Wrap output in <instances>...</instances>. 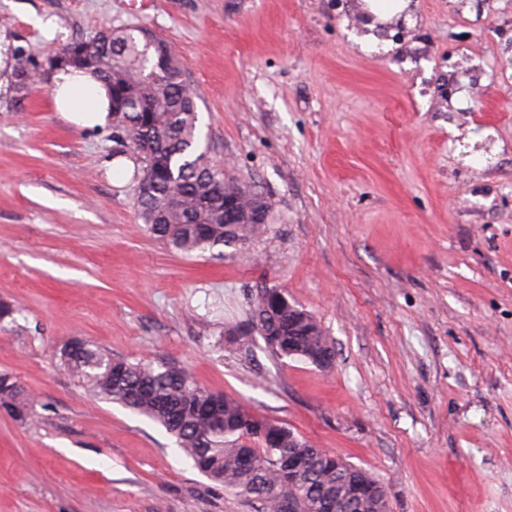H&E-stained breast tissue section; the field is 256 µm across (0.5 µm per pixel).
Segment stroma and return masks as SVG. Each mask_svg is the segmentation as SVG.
<instances>
[{"label": "stroma", "instance_id": "stroma-1", "mask_svg": "<svg viewBox=\"0 0 512 512\" xmlns=\"http://www.w3.org/2000/svg\"><path fill=\"white\" fill-rule=\"evenodd\" d=\"M361 0H0L39 67L104 27L165 40L229 176L271 204L240 251L151 237L115 128L63 121L49 85L0 94V512H252L163 427L57 364L83 337L161 358L371 473L389 512H512V0H415L404 44L358 35ZM335 351L320 369L239 346L262 285ZM0 409L19 420L36 414L35 401L25 394L17 379L9 372H0Z\"/></svg>", "mask_w": 512, "mask_h": 512}]
</instances>
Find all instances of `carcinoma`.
Wrapping results in <instances>:
<instances>
[{"label":"carcinoma","instance_id":"cac0c4a2","mask_svg":"<svg viewBox=\"0 0 512 512\" xmlns=\"http://www.w3.org/2000/svg\"><path fill=\"white\" fill-rule=\"evenodd\" d=\"M144 28L110 29L90 52L87 41L66 45L83 53L81 67L94 70L111 96L120 90L135 100L114 118L122 143L139 146L135 157L139 180L149 193L136 198L144 230L185 256L224 255L264 232L254 222L257 192L230 178L207 158L199 145L197 95L181 79L183 67L167 46L146 48ZM18 89L34 83L35 72L17 57ZM244 197L251 206L239 223H224V199ZM178 198L176 210L168 201ZM279 358H298L313 365L315 355H334L317 320L278 286L263 288L250 304L248 328ZM59 365L71 372L95 398L116 403L161 425L193 467L224 490L256 505V512H280L289 501L294 512H355L338 501L345 486L381 484L357 466L336 476L333 455L314 447L287 424L261 417L237 398L197 386L187 370L158 360L132 363L81 339L79 347L61 349ZM0 409L19 420L36 414L30 399L8 372H0Z\"/></svg>","mask_w":512,"mask_h":512}]
</instances>
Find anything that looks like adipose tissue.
I'll return each mask as SVG.
<instances>
[{
  "label": "adipose tissue",
  "instance_id": "ef3b65f1",
  "mask_svg": "<svg viewBox=\"0 0 512 512\" xmlns=\"http://www.w3.org/2000/svg\"><path fill=\"white\" fill-rule=\"evenodd\" d=\"M50 80L54 110L65 121L88 129L111 124L108 89L94 75L66 67L53 70Z\"/></svg>",
  "mask_w": 512,
  "mask_h": 512
}]
</instances>
